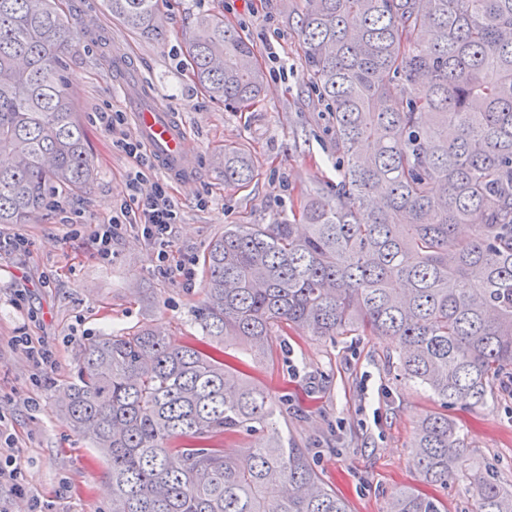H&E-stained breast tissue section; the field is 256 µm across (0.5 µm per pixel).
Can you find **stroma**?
Here are the masks:
<instances>
[{"mask_svg": "<svg viewBox=\"0 0 512 512\" xmlns=\"http://www.w3.org/2000/svg\"><path fill=\"white\" fill-rule=\"evenodd\" d=\"M286 0H162L163 34L144 39L108 13L104 0H69L79 36L64 55L67 94L87 133L94 176L81 191L49 199L31 224H0V436L21 450L18 479L44 512H109L108 467L89 440L60 415L70 376L88 339L162 328L175 343L198 338L193 311L202 279L180 265L200 261L228 224H281L309 197L338 179L330 116L306 79ZM224 17L258 50L265 73L260 99L245 110L214 103L185 65V38L197 19ZM128 61L112 68L113 55ZM149 87L186 130L189 183L172 182L177 222L169 259L121 226L102 261L94 234L108 223L136 172L163 178L154 163L136 167L118 150L119 134L136 137L126 104L129 83ZM121 113L118 131L105 116ZM244 149L255 177L244 188L224 183L225 146ZM26 238L28 247L12 244ZM45 344L55 369L26 361L19 337ZM396 341L385 336L315 338L299 329L246 373L275 398L284 436L305 448L313 466L351 512H389L391 498L417 489L443 499L448 512H474V474L487 470L512 484V378L501 377L482 407L444 408L431 392L401 381ZM447 411L467 448L444 485L422 482L413 447L416 423Z\"/></svg>", "mask_w": 512, "mask_h": 512, "instance_id": "obj_1", "label": "stroma"}]
</instances>
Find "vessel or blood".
I'll return each mask as SVG.
<instances>
[{"label": "vessel or blood", "instance_id": "b4317fda", "mask_svg": "<svg viewBox=\"0 0 512 512\" xmlns=\"http://www.w3.org/2000/svg\"><path fill=\"white\" fill-rule=\"evenodd\" d=\"M135 121L137 130L152 150L158 167L175 178H182L188 159L183 130L173 123L159 105L137 110Z\"/></svg>", "mask_w": 512, "mask_h": 512}]
</instances>
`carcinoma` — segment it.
Instances as JSON below:
<instances>
[{
	"label": "carcinoma",
	"mask_w": 512,
	"mask_h": 512,
	"mask_svg": "<svg viewBox=\"0 0 512 512\" xmlns=\"http://www.w3.org/2000/svg\"><path fill=\"white\" fill-rule=\"evenodd\" d=\"M133 33L161 35L159 0H106ZM306 78L332 119L340 180L296 222L226 224L201 260L203 339L157 329L82 349L63 419L112 478V512H349L308 453L275 427L266 388L224 359H262L277 331L389 336L401 379L445 404H487L512 370V0H293ZM77 25L60 0H0V224H30L44 201L83 189L86 133L61 60ZM193 79L245 107L265 74L253 44L218 15L187 41ZM254 177L224 147V184ZM475 225L460 237L459 224ZM264 438L228 456L219 442ZM465 449L437 412L414 448L429 483ZM476 512H512V488L476 482ZM391 512H448L404 489Z\"/></svg>",
	"instance_id": "1"
}]
</instances>
